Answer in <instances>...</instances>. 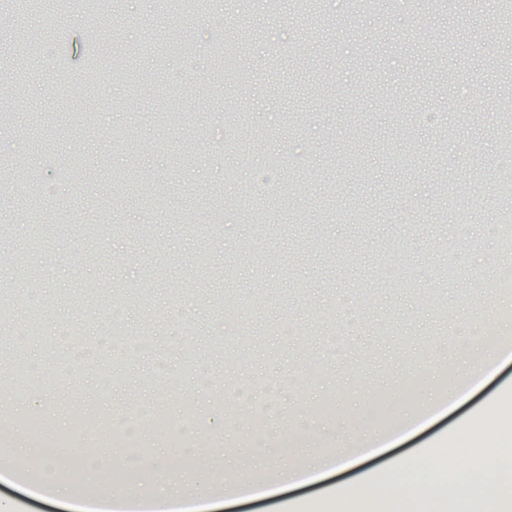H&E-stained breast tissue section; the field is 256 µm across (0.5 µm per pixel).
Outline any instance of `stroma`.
I'll use <instances>...</instances> for the list:
<instances>
[{
    "instance_id": "35a3bbf8",
    "label": "stroma",
    "mask_w": 512,
    "mask_h": 512,
    "mask_svg": "<svg viewBox=\"0 0 512 512\" xmlns=\"http://www.w3.org/2000/svg\"><path fill=\"white\" fill-rule=\"evenodd\" d=\"M39 31L30 60L0 63V228L30 259L18 290L29 308L0 326L12 368L48 369L35 392L42 416L21 423L24 401L0 380V456L28 458L36 436H69L90 461L93 485L121 499L154 487L198 493L255 481L375 435L446 396L467 351L512 337V288L498 271L500 149L512 123V44L494 7L474 15L454 0H379L355 14L349 0L319 10L291 0L247 7L201 0L182 15L159 0H120L89 19L81 0L57 17L0 15V45ZM177 32L189 52L166 41ZM250 73L224 76L221 55ZM137 69L135 92L113 82L112 58ZM265 178L274 191L255 193ZM453 186L451 199L437 197ZM466 211L451 224L445 210ZM222 213L194 234L176 214ZM453 265L456 279L445 278ZM377 296L375 307L362 303ZM330 305L323 324L314 308ZM38 316L41 336L26 332ZM223 337V350L210 341ZM196 345V366L182 358ZM99 366L72 374L75 350ZM434 357L411 392L407 364ZM179 377L167 388L157 373ZM250 397L197 394L200 374ZM512 356L452 412L352 472L219 512H496L512 498V467L445 482L448 442L460 458L485 452L504 427ZM163 404L193 411L194 464L164 434L146 430L132 451L111 448L114 408ZM407 460L415 483L390 458ZM136 466L135 482L105 478ZM18 469L0 479V512H71L67 496H31Z\"/></svg>"
}]
</instances>
